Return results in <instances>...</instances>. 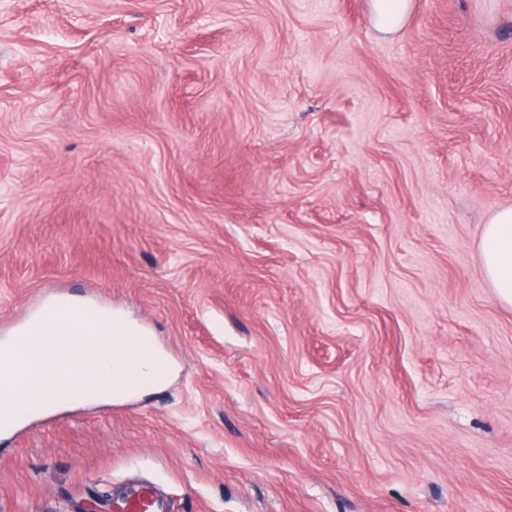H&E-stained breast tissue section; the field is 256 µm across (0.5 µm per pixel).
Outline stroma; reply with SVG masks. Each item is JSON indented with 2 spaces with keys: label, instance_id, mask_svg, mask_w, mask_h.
<instances>
[{
  "label": "stroma",
  "instance_id": "stroma-1",
  "mask_svg": "<svg viewBox=\"0 0 512 512\" xmlns=\"http://www.w3.org/2000/svg\"><path fill=\"white\" fill-rule=\"evenodd\" d=\"M512 0H0V339L64 295L172 372L0 432V512H512ZM372 12L379 29L393 33L401 25L408 10L409 0H372ZM481 258L485 278L498 300L512 307V207L497 210L485 225ZM113 512H171L170 503L151 484L140 483L112 501Z\"/></svg>",
  "mask_w": 512,
  "mask_h": 512
}]
</instances>
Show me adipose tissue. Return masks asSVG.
<instances>
[{"label":"adipose tissue","instance_id":"adipose-tissue-1","mask_svg":"<svg viewBox=\"0 0 512 512\" xmlns=\"http://www.w3.org/2000/svg\"><path fill=\"white\" fill-rule=\"evenodd\" d=\"M484 275L498 300L512 307V207L497 210L481 238Z\"/></svg>","mask_w":512,"mask_h":512}]
</instances>
